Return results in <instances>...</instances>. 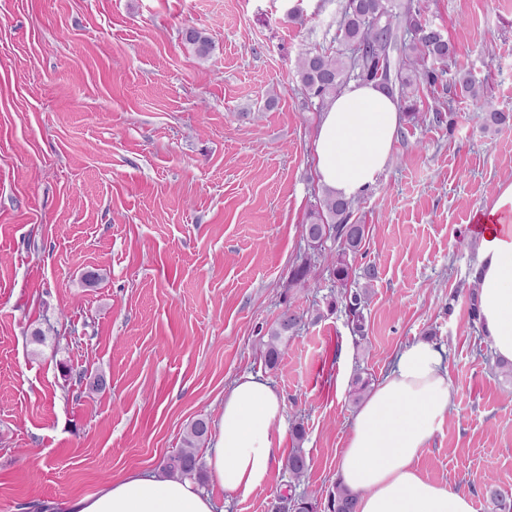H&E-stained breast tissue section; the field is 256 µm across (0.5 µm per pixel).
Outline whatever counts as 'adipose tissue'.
<instances>
[{"label": "adipose tissue", "mask_w": 512, "mask_h": 512, "mask_svg": "<svg viewBox=\"0 0 512 512\" xmlns=\"http://www.w3.org/2000/svg\"><path fill=\"white\" fill-rule=\"evenodd\" d=\"M402 114L397 98L374 82H352L320 115L316 170L336 197L357 199L387 167ZM479 255V322L495 356L512 363V181L500 184L472 230ZM455 408L446 352L420 340L398 351L352 421L336 473L357 492V512H474L473 499L424 476L418 456ZM284 402L252 374L224 391V411L206 455L214 498L188 479L136 470L89 495L64 498L57 512H216L264 488L284 455Z\"/></svg>", "instance_id": "ef3b65f1"}]
</instances>
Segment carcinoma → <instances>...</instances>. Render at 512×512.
I'll list each match as a JSON object with an SVG mask.
<instances>
[{"label": "carcinoma", "mask_w": 512, "mask_h": 512, "mask_svg": "<svg viewBox=\"0 0 512 512\" xmlns=\"http://www.w3.org/2000/svg\"><path fill=\"white\" fill-rule=\"evenodd\" d=\"M394 0H344L335 39L342 44L357 42L365 47L362 62L355 61L340 49H320L306 53L299 62L298 77L309 98L317 99V107L323 108L333 100L352 78L375 81L389 92H398L406 112L417 118L413 107L415 92L424 86L437 83L439 72L451 54L448 40L440 30L423 20L420 8L408 3L394 10ZM183 41L192 46L196 54L206 57L212 50V41L200 29L188 27L182 32ZM462 95L478 105L484 97L483 86L469 75L457 78ZM483 129L498 131L508 120V115L497 110L482 109L479 114ZM355 201L340 199L325 193L319 205L309 213V222L304 225L305 234L314 247L332 238L338 243L336 260L332 263L333 276L344 289L341 296L344 309L355 331H363V310L367 303L368 288L376 278V270L367 266L358 278L363 280L360 288H350L353 270L348 256L357 253L365 239L366 226L351 224ZM315 279L313 265L306 260L295 266L291 283L306 286ZM305 318L290 307L279 314L274 325L267 331L260 351L268 367L274 368L281 356V342L296 335ZM209 426L199 418L190 424L184 446L170 456L164 472L172 477L200 481L203 465L198 448L208 439ZM294 478H301L308 469L305 454L299 448L293 450L285 463ZM485 492L496 508V512H512V495L493 485L485 484ZM357 494L336 481L323 512H355ZM276 512H318L317 497L308 492L278 495Z\"/></svg>", "instance_id": "cac0c4a2"}]
</instances>
